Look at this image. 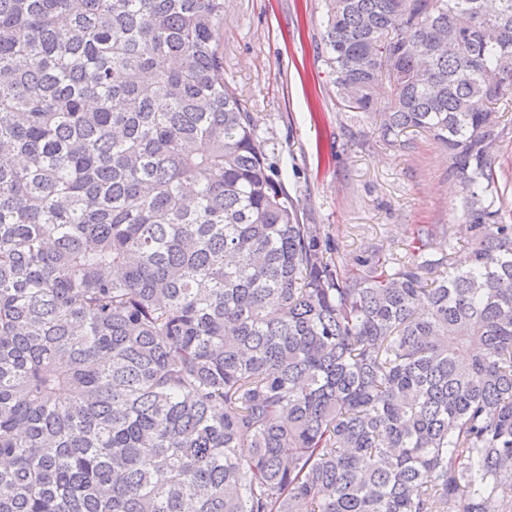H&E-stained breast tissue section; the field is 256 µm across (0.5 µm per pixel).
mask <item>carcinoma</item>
Listing matches in <instances>:
<instances>
[{"mask_svg":"<svg viewBox=\"0 0 512 512\" xmlns=\"http://www.w3.org/2000/svg\"><path fill=\"white\" fill-rule=\"evenodd\" d=\"M326 8L339 105L448 150L464 256H325L224 0H0V512H512V0ZM499 115L501 116L499 128L501 134L492 150V156L500 184L510 185L508 191L502 196V203L512 208V101L509 109L503 106Z\"/></svg>","mask_w":512,"mask_h":512,"instance_id":"carcinoma-1","label":"carcinoma"}]
</instances>
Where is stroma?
<instances>
[{"label": "stroma", "mask_w": 512, "mask_h": 512, "mask_svg": "<svg viewBox=\"0 0 512 512\" xmlns=\"http://www.w3.org/2000/svg\"><path fill=\"white\" fill-rule=\"evenodd\" d=\"M324 0H224V80L257 123L277 180L300 223L320 228L341 265L358 270L373 254L407 260L465 254V193L448 153L407 131L405 147L384 141L378 113L348 112L325 62ZM504 206L512 208V108L500 111L492 150ZM454 227L442 233V225ZM423 249H415V239Z\"/></svg>", "instance_id": "obj_1"}]
</instances>
